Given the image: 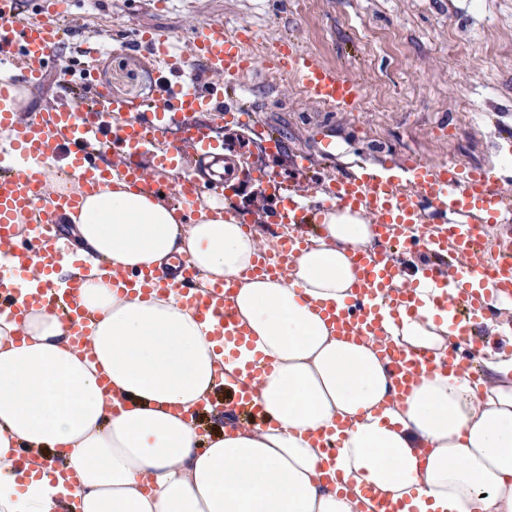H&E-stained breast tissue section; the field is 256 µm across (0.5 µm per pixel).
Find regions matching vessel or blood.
Segmentation results:
<instances>
[{
	"instance_id": "b4317fda",
	"label": "vessel or blood",
	"mask_w": 512,
	"mask_h": 512,
	"mask_svg": "<svg viewBox=\"0 0 512 512\" xmlns=\"http://www.w3.org/2000/svg\"><path fill=\"white\" fill-rule=\"evenodd\" d=\"M65 0H39L36 14H28L25 0H0V98H8L19 81L40 79L61 41L53 15L63 11ZM250 28L229 27L223 21L206 23L196 33L191 52H183L172 36L161 30L144 31L140 43L172 81L167 85L151 118L129 113L125 102L112 98L97 86L92 72H85L81 89L66 88L65 99L30 119L0 108V130L8 132L18 158L8 175L0 176V256L9 266L0 271V314L22 320L29 312L51 310L65 300L69 312L65 325L75 344H82L88 322L80 303L81 288L91 276V258L74 252L59 232L63 217L79 204L77 194L46 185L49 164L63 155L67 168L82 190L93 191L107 180L120 178L138 191L172 195L184 213H192L203 189L195 175L177 182L161 181L160 175L180 164V146L158 150L168 129L179 125L186 131L185 143L197 157L218 156L223 148L207 127L195 124L196 112H211L222 123H240L238 113L225 110V86H238L250 69L245 53L251 43ZM279 62L291 74L310 102L334 112H356L365 95L364 85L325 66L295 45L282 48ZM215 76L203 86L196 67ZM128 112V119L113 125L112 115ZM151 153L150 167L139 159ZM398 178L375 175H339L329 179L320 208L339 206L365 211L376 225L381 241L398 237L401 249L423 245L430 260L419 278L406 276L404 263L387 249L356 254L359 271L353 295L344 304L327 307L325 315L340 336H376L387 317L415 314L420 305L417 290L422 283L437 288V309L448 311L455 331L448 349L447 366L461 376H474L476 327L484 310L485 294L512 295V241L499 242L497 250L479 243L487 224L512 222V193L506 191L488 168L468 167L455 161L434 164L407 158ZM276 208L281 223L303 228L317 223L320 208L300 203L296 193L279 197ZM456 214L442 236L421 238L418 229L428 215ZM30 225L21 235L19 225ZM299 234L284 239L283 256L302 248ZM258 257L253 272L281 278L284 263ZM171 273L157 270L129 271L116 268L112 280L130 294H147L160 288L177 291L183 305L207 320L213 335L230 353L249 346L246 327L227 305L238 287L232 278L199 285L184 256H176ZM380 355L393 373L397 391H408L419 370L435 369L429 354H414L385 345ZM250 377L236 379L229 407L251 408Z\"/></svg>"
}]
</instances>
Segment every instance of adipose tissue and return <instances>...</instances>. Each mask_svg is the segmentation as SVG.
Instances as JSON below:
<instances>
[{"label":"adipose tissue","instance_id":"obj_1","mask_svg":"<svg viewBox=\"0 0 512 512\" xmlns=\"http://www.w3.org/2000/svg\"><path fill=\"white\" fill-rule=\"evenodd\" d=\"M205 200L194 220L160 196L106 183L68 214L80 253L156 268L189 253L207 276L241 278L229 307L256 339L265 427H223L200 447L185 413L230 384L236 363L174 296L123 294L98 271L82 290L88 348L56 313L0 316V512H512V355L472 382L421 373L396 396L379 342L445 356L447 313L421 289L380 337L336 336L321 315L347 300L355 253L378 235L361 213H323L287 278H249L260 244ZM335 432L328 456L314 439ZM54 455L59 470L38 471ZM371 498H364L363 488Z\"/></svg>","mask_w":512,"mask_h":512}]
</instances>
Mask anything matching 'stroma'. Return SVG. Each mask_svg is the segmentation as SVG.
<instances>
[{
  "label": "stroma",
  "instance_id": "obj_1",
  "mask_svg": "<svg viewBox=\"0 0 512 512\" xmlns=\"http://www.w3.org/2000/svg\"><path fill=\"white\" fill-rule=\"evenodd\" d=\"M248 24L256 70L252 93L225 95V107L254 114L275 128L284 148L261 154L250 125L223 132L224 150L241 173L254 162L296 189V152L314 160L321 176L393 170L405 158L451 160L494 169L512 190V0H70L58 18L64 36L41 79L26 83L29 113L56 103L65 82L92 68L113 98L152 103L162 73L138 42L157 28L189 47L204 22ZM293 43L321 62L362 82L360 112H328L306 101L292 79L270 80L268 44ZM336 142L321 161L318 132ZM235 191L259 222L253 232L271 245L277 220H265L270 193Z\"/></svg>",
  "mask_w": 512,
  "mask_h": 512
}]
</instances>
